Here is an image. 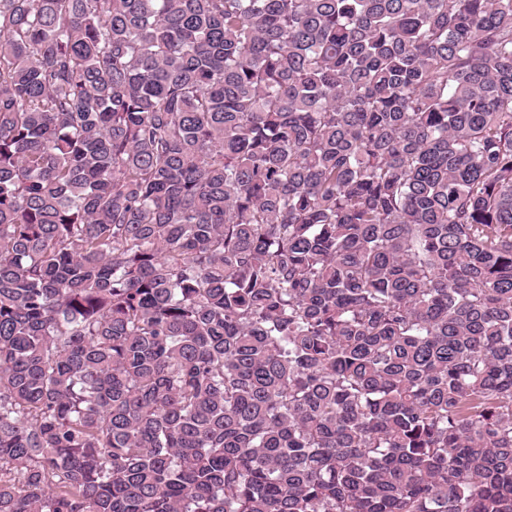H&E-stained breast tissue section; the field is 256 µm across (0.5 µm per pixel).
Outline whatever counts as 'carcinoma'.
I'll return each instance as SVG.
<instances>
[{
	"label": "carcinoma",
	"instance_id": "cac0c4a2",
	"mask_svg": "<svg viewBox=\"0 0 512 512\" xmlns=\"http://www.w3.org/2000/svg\"><path fill=\"white\" fill-rule=\"evenodd\" d=\"M0 512H512V0H0Z\"/></svg>",
	"mask_w": 512,
	"mask_h": 512
}]
</instances>
